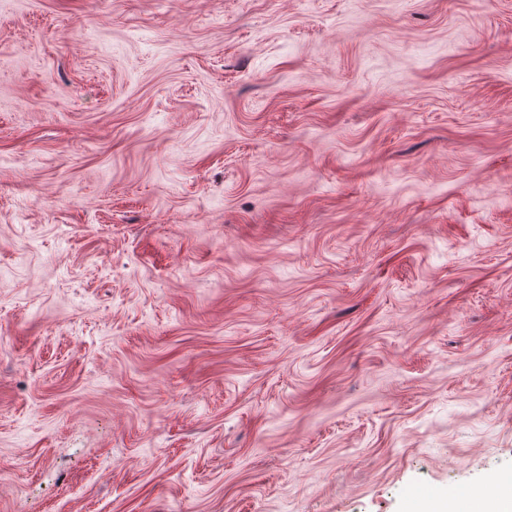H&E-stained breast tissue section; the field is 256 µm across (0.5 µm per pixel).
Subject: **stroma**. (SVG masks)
<instances>
[{"mask_svg": "<svg viewBox=\"0 0 512 512\" xmlns=\"http://www.w3.org/2000/svg\"><path fill=\"white\" fill-rule=\"evenodd\" d=\"M0 512H512V0H0Z\"/></svg>", "mask_w": 512, "mask_h": 512, "instance_id": "obj_1", "label": "stroma"}]
</instances>
